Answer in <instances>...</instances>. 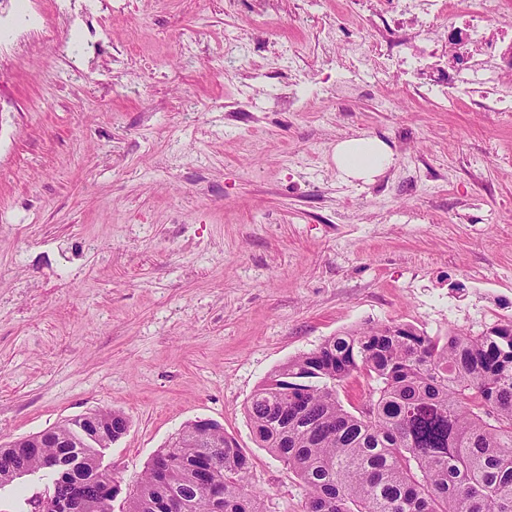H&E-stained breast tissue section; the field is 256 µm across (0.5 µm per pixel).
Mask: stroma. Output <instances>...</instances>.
Listing matches in <instances>:
<instances>
[{
    "label": "stroma",
    "instance_id": "1",
    "mask_svg": "<svg viewBox=\"0 0 512 512\" xmlns=\"http://www.w3.org/2000/svg\"><path fill=\"white\" fill-rule=\"evenodd\" d=\"M260 9L0 0V443L121 411L100 451L112 512L199 419L243 448L267 512H300L244 412L275 368L367 325L512 321V113L390 78L337 96L373 14L281 0L252 25ZM293 91L300 111H279ZM362 134L395 158L371 183L332 158ZM47 484L18 479L0 512H35ZM92 423L104 430H109L112 427V440H105V443L109 441L113 443L124 435L128 421L124 414L119 411L101 410L93 418Z\"/></svg>",
    "mask_w": 512,
    "mask_h": 512
}]
</instances>
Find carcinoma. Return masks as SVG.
Listing matches in <instances>:
<instances>
[{
	"label": "carcinoma",
	"mask_w": 512,
	"mask_h": 512,
	"mask_svg": "<svg viewBox=\"0 0 512 512\" xmlns=\"http://www.w3.org/2000/svg\"><path fill=\"white\" fill-rule=\"evenodd\" d=\"M362 376L368 394L346 409L338 388ZM245 414L258 444L307 487L302 512H512V322L471 335L429 336L407 324L349 330L274 370ZM93 424L124 435L119 411ZM148 465L126 512H266L244 483L249 460L217 424H188ZM215 481L198 487L201 468ZM57 474L48 512H112L96 453L64 426L40 447L0 445V488L17 472Z\"/></svg>",
	"instance_id": "1"
}]
</instances>
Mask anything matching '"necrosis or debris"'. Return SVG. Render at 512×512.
<instances>
[{"label": "necrosis or debris", "instance_id": "1", "mask_svg": "<svg viewBox=\"0 0 512 512\" xmlns=\"http://www.w3.org/2000/svg\"><path fill=\"white\" fill-rule=\"evenodd\" d=\"M375 40L364 53L378 56L372 67L350 71L337 89L349 91L391 75L422 101L440 107L474 103L483 112H511L512 89H499L503 69L512 70V32L500 29L494 13L472 0L438 44L433 23L443 0H375ZM457 44L460 59L442 66L446 44Z\"/></svg>", "mask_w": 512, "mask_h": 512}]
</instances>
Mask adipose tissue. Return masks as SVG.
I'll list each match as a JSON object with an SVG mask.
<instances>
[{"instance_id": "ef3b65f1", "label": "adipose tissue", "mask_w": 512, "mask_h": 512, "mask_svg": "<svg viewBox=\"0 0 512 512\" xmlns=\"http://www.w3.org/2000/svg\"><path fill=\"white\" fill-rule=\"evenodd\" d=\"M334 160L345 179L371 183L393 165L394 155L383 140L361 135L337 142Z\"/></svg>"}]
</instances>
